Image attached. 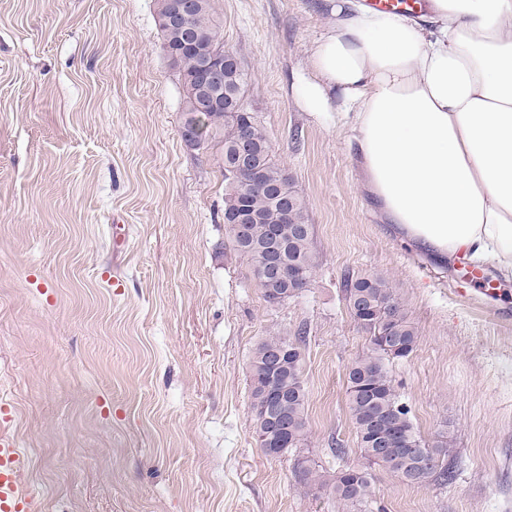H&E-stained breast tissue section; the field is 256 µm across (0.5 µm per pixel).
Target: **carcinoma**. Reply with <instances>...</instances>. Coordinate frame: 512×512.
Returning <instances> with one entry per match:
<instances>
[{
    "label": "carcinoma",
    "instance_id": "carcinoma-1",
    "mask_svg": "<svg viewBox=\"0 0 512 512\" xmlns=\"http://www.w3.org/2000/svg\"><path fill=\"white\" fill-rule=\"evenodd\" d=\"M191 26L203 47L224 46L212 15L211 0L191 20ZM165 53L174 54L171 65L177 70L183 86L187 88L183 120L200 122L204 127L200 144L216 143L220 146L221 170L224 174V213L243 216L246 235H229L232 249L250 262L251 273L262 293L275 287L259 276L271 245L272 235L285 230L283 211H292L299 224L307 223L304 198L296 190L288 173L277 163L270 138L257 113H247L251 138V159L254 167L263 171V179L246 185L233 177L227 168L233 152L235 133L233 125L225 119L226 109H213L194 92L195 76L202 55L182 48L179 34L160 28ZM245 73L224 75L222 94L224 104L245 105ZM284 253L288 260L302 265L308 277H313L316 258L313 251V232L307 231L291 238L283 236ZM345 300L358 328L367 335L368 349L357 357L348 374V404L354 421L360 457L370 462L369 450L382 448L381 457L373 465L395 475L405 466V449L423 443L403 405L387 363L408 357L416 344L417 331L410 322L395 290L378 276H357L346 280ZM307 330L301 327L293 336H268L252 351L249 362L251 407L266 401V380L277 378L279 391L288 394V436L303 443L306 440V391L302 374L303 351ZM387 424L381 429V424ZM439 455L434 467L416 477L419 483L433 482L444 486L453 478L448 450L437 448ZM298 477L306 485H314L336 498L343 505H357L368 501L371 482L357 488L343 483L344 471L327 478L317 464L304 457L297 462Z\"/></svg>",
    "mask_w": 512,
    "mask_h": 512
}]
</instances>
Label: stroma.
<instances>
[{
	"label": "stroma",
	"instance_id": "1",
	"mask_svg": "<svg viewBox=\"0 0 512 512\" xmlns=\"http://www.w3.org/2000/svg\"><path fill=\"white\" fill-rule=\"evenodd\" d=\"M211 3L313 226L311 284L277 307L229 245L215 148L182 140L157 0H0V403L33 512H512V282L486 292L488 263L451 276L376 218L346 119L296 92L326 24L315 0ZM350 274L401 298L418 339L387 368L456 465L445 486L374 470L360 507L295 477L303 455L327 475L361 461ZM302 324L307 441L271 458L249 360Z\"/></svg>",
	"mask_w": 512,
	"mask_h": 512
}]
</instances>
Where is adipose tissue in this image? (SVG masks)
<instances>
[{"instance_id": "obj_1", "label": "adipose tissue", "mask_w": 512, "mask_h": 512, "mask_svg": "<svg viewBox=\"0 0 512 512\" xmlns=\"http://www.w3.org/2000/svg\"><path fill=\"white\" fill-rule=\"evenodd\" d=\"M300 97H338L374 210L439 261L512 275V0H427L403 17L321 0Z\"/></svg>"}]
</instances>
